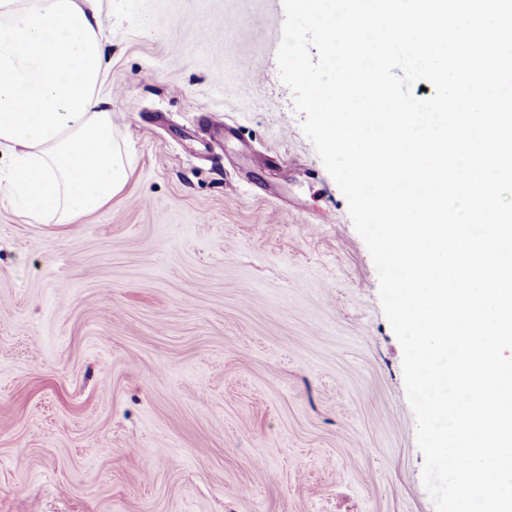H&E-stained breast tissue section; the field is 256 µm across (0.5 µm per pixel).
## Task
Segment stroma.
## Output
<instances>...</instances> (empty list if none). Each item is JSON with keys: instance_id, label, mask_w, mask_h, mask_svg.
I'll return each instance as SVG.
<instances>
[{"instance_id": "35a3bbf8", "label": "stroma", "mask_w": 512, "mask_h": 512, "mask_svg": "<svg viewBox=\"0 0 512 512\" xmlns=\"http://www.w3.org/2000/svg\"><path fill=\"white\" fill-rule=\"evenodd\" d=\"M101 15L132 175L74 224L0 206V512H435L375 265L279 76L282 0Z\"/></svg>"}]
</instances>
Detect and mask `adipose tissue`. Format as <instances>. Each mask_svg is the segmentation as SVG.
Segmentation results:
<instances>
[{
	"label": "adipose tissue",
	"mask_w": 512,
	"mask_h": 512,
	"mask_svg": "<svg viewBox=\"0 0 512 512\" xmlns=\"http://www.w3.org/2000/svg\"><path fill=\"white\" fill-rule=\"evenodd\" d=\"M99 0H0V202L71 224L129 179L99 94L109 62Z\"/></svg>",
	"instance_id": "obj_1"
}]
</instances>
